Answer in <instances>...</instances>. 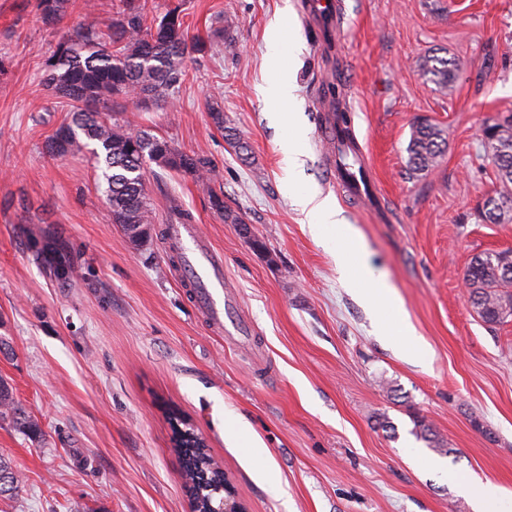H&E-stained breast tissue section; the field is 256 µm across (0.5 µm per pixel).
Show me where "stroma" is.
<instances>
[{"label":"stroma","mask_w":512,"mask_h":512,"mask_svg":"<svg viewBox=\"0 0 512 512\" xmlns=\"http://www.w3.org/2000/svg\"><path fill=\"white\" fill-rule=\"evenodd\" d=\"M184 2L189 34L220 30L218 49L191 54L173 104L126 109L138 128L214 160V189L261 251L193 177L150 170L154 231L134 248L88 154L46 150L66 107L42 85V64L74 35L85 0L53 27L37 0H0V379L41 429L34 440L0 420V457L24 485L0 512H190L174 412L205 438L245 512H472L453 478L512 490V317L485 323L464 283L473 257L512 251V222L482 218L499 183L481 133L512 114V0H343L334 58L300 0ZM283 10L301 36L285 59L309 130L304 184L335 197L425 361L376 335L360 281L340 279L283 189L286 128L258 93L265 29ZM432 54L459 65L449 93L422 74ZM334 94L385 202L379 214L323 177L317 104ZM212 102L248 158L214 125ZM419 121L447 142L422 176L406 151ZM174 204L223 251L228 314L253 335L218 334L197 310L161 234ZM58 250L74 271L66 280ZM418 418L449 455L416 439Z\"/></svg>","instance_id":"1"}]
</instances>
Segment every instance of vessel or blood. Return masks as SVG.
<instances>
[{"mask_svg": "<svg viewBox=\"0 0 512 512\" xmlns=\"http://www.w3.org/2000/svg\"><path fill=\"white\" fill-rule=\"evenodd\" d=\"M301 9L311 21H318L327 31L340 29L345 15L338 0H303ZM325 148L323 165L333 183L342 188L349 198L363 202L379 201L375 185L343 169L334 150L336 118L328 116L321 128ZM166 247L178 254L181 267L193 285L196 307L209 319L215 330L224 328V254L200 240L195 224L170 223L165 227Z\"/></svg>", "mask_w": 512, "mask_h": 512, "instance_id": "b4317fda", "label": "vessel or blood"}]
</instances>
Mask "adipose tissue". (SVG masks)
Segmentation results:
<instances>
[{
    "instance_id": "ef3b65f1",
    "label": "adipose tissue",
    "mask_w": 512,
    "mask_h": 512,
    "mask_svg": "<svg viewBox=\"0 0 512 512\" xmlns=\"http://www.w3.org/2000/svg\"><path fill=\"white\" fill-rule=\"evenodd\" d=\"M291 38V26L285 15H277L266 27L267 53L264 68L267 80L261 88L264 100L273 107L293 103L296 85L293 70L283 60L282 50ZM289 128L279 142L284 188L293 205L305 214L316 233L337 231L336 269L342 277L358 270L364 283L361 297L372 311L382 335L405 337L404 352L412 358L424 356L423 343L417 339L412 325L402 316L392 286L385 282L369 264L357 236L346 224L333 197L301 189L300 177L305 164L303 144L307 130L297 113H289ZM462 493L471 499L475 512H512V493L491 480L466 479L460 483Z\"/></svg>"
}]
</instances>
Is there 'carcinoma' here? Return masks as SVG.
Masks as SVG:
<instances>
[{
    "label": "carcinoma",
    "mask_w": 512,
    "mask_h": 512,
    "mask_svg": "<svg viewBox=\"0 0 512 512\" xmlns=\"http://www.w3.org/2000/svg\"><path fill=\"white\" fill-rule=\"evenodd\" d=\"M70 0H38L43 24L51 26L67 15ZM85 16L75 35L59 40L45 60L42 85L68 106L66 119L46 142L52 156L65 157L84 150L101 170L105 202L112 221L129 233L154 223L155 215L144 185V165L153 163L165 171H176L204 182L203 174L216 169L206 155L188 154L170 140L132 128L129 120L112 119L124 112L123 100H132L142 109L172 102L171 93L187 75V58L207 49L199 38H189L182 0L167 5L164 12L148 17L144 0H118L115 17L100 22L94 17L93 0L85 3ZM424 76L437 89L448 92L458 70L453 59L427 56L420 62ZM215 126L225 129L230 144L240 154L249 146L229 127L219 105L209 108ZM490 150L499 190L488 198L492 203L491 223L512 219V121L499 125L496 135L485 140ZM445 147L440 130L428 123L412 126L407 146L408 167L424 174L434 167ZM212 210L232 224L238 215L224 209L223 195L206 187ZM512 266L507 252L484 253L475 257L464 274L469 301L487 323H498L512 316ZM0 419L9 420L26 435L38 434V425L13 396L12 388L0 380ZM414 435L440 455L448 449L430 425L415 421ZM184 474L193 482L192 496L197 512H210L224 496V472L213 461L208 449L191 446V441H175ZM22 480L0 458V497L19 492Z\"/></svg>",
    "instance_id": "carcinoma-1"
}]
</instances>
